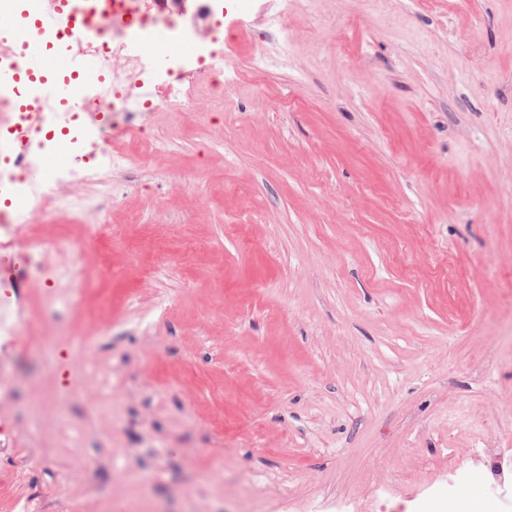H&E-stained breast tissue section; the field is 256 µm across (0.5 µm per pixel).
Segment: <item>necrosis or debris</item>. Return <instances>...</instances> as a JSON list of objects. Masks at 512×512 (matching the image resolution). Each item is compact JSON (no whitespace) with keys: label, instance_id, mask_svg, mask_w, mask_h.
Returning a JSON list of instances; mask_svg holds the SVG:
<instances>
[{"label":"necrosis or debris","instance_id":"4bbe7bcc","mask_svg":"<svg viewBox=\"0 0 512 512\" xmlns=\"http://www.w3.org/2000/svg\"><path fill=\"white\" fill-rule=\"evenodd\" d=\"M93 9L103 24L88 40L69 41L65 32L67 13H60L54 26L23 28L16 19L23 0H0V51L16 40L52 51L62 57L89 51L99 60L101 77L85 90L82 116H74L68 107L46 98L41 102L42 123L48 133L65 129L66 138L48 142L49 150H61L73 158L67 167L51 170L38 183H30L14 169L0 171V189L21 203L22 210L43 215L51 210L72 212L91 210V199H75V186L112 188L113 171L124 168L129 156L115 143L117 115L149 112L159 91H166L179 111L190 109L197 96L207 95L215 106L224 104V54L205 40L199 25L185 10H158L153 0H81ZM169 45L170 65L165 71L150 63L149 48L157 39ZM192 64L201 83L183 88L184 64Z\"/></svg>","mask_w":512,"mask_h":512}]
</instances>
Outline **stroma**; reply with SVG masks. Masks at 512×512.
I'll return each mask as SVG.
<instances>
[{"label":"stroma","instance_id":"35a3bbf8","mask_svg":"<svg viewBox=\"0 0 512 512\" xmlns=\"http://www.w3.org/2000/svg\"><path fill=\"white\" fill-rule=\"evenodd\" d=\"M233 2L78 279L0 251L65 330L0 339V512H512V0Z\"/></svg>","mask_w":512,"mask_h":512}]
</instances>
